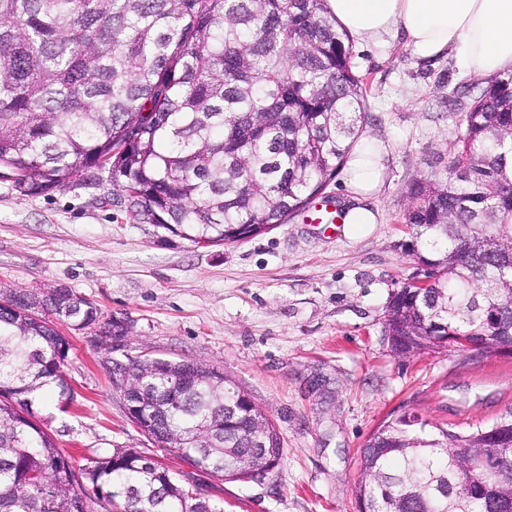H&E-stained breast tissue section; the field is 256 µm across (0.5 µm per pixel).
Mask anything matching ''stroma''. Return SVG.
Returning <instances> with one entry per match:
<instances>
[{
	"instance_id": "stroma-1",
	"label": "stroma",
	"mask_w": 512,
	"mask_h": 512,
	"mask_svg": "<svg viewBox=\"0 0 512 512\" xmlns=\"http://www.w3.org/2000/svg\"><path fill=\"white\" fill-rule=\"evenodd\" d=\"M351 52L367 88L363 133L393 146L381 221L365 235L295 215L246 241L203 247L134 219L111 183L27 197L0 178V286L69 288L103 318L127 323L129 356L218 369L272 419L284 454L253 480H218L159 451L224 512H358L360 451L390 412L463 432L512 409V357H399L382 333L392 289L417 268L403 249L410 188L448 170L472 79L454 60L421 62L399 34ZM71 343L64 371L73 401L51 393L36 407L58 446L79 464L149 448L105 352L86 331Z\"/></svg>"
}]
</instances>
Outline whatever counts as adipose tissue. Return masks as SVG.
<instances>
[{
  "label": "adipose tissue",
  "mask_w": 512,
  "mask_h": 512,
  "mask_svg": "<svg viewBox=\"0 0 512 512\" xmlns=\"http://www.w3.org/2000/svg\"><path fill=\"white\" fill-rule=\"evenodd\" d=\"M336 22L362 44L377 43L394 31L420 59L454 57L466 75L488 79L512 72V0H326ZM392 146L369 138L348 155L343 213L351 234L378 223L373 200L379 195Z\"/></svg>",
  "instance_id": "obj_1"
}]
</instances>
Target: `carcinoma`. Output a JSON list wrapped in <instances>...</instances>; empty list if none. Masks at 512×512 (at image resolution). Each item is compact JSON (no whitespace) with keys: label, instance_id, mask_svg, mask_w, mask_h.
<instances>
[{"label":"carcinoma","instance_id":"1","mask_svg":"<svg viewBox=\"0 0 512 512\" xmlns=\"http://www.w3.org/2000/svg\"><path fill=\"white\" fill-rule=\"evenodd\" d=\"M450 174L417 182L405 220L419 266L392 291L383 333L417 353L512 346V73L466 87ZM365 119L349 36L326 0H0V166L39 196L112 184L195 244H233L306 210L336 177ZM0 288V512H91L87 489L125 512H220L198 488L133 448L73 458L30 418L46 388L69 396L58 322L114 335L69 288ZM138 427L157 447L218 479H245L283 456L269 416L227 376L129 361ZM389 414L366 441L352 493L360 512H502L512 480L483 497L491 427L427 430ZM470 448L467 469L448 449Z\"/></svg>","mask_w":512,"mask_h":512}]
</instances>
